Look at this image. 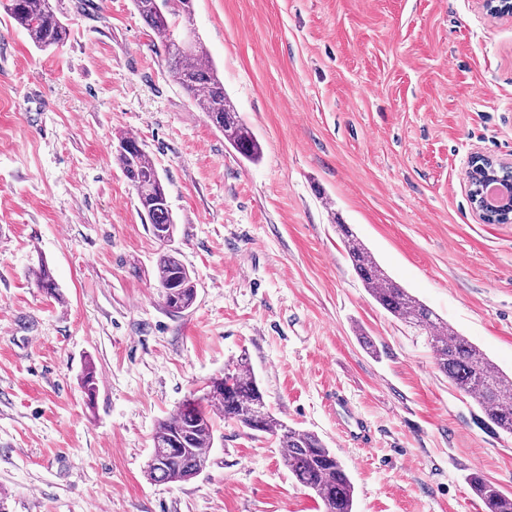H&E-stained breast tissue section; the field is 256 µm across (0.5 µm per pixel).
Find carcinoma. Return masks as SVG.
I'll return each mask as SVG.
<instances>
[{"mask_svg": "<svg viewBox=\"0 0 512 512\" xmlns=\"http://www.w3.org/2000/svg\"><path fill=\"white\" fill-rule=\"evenodd\" d=\"M60 2L3 0L0 6L35 47L46 50L64 44L69 37ZM133 4L159 40L171 80L224 134L229 146L249 162L258 160L261 145L224 91V82L201 39L195 35L185 44L177 38L180 22L192 21L193 0H133ZM116 158L136 192L152 237L162 244L171 242L176 222L167 189L144 145L126 135L119 140ZM337 227L352 268L372 299L400 322L425 331L438 370L455 389L478 404L493 430L512 434V375L501 371L469 338L390 278L350 225L339 223ZM34 276L39 288L54 298L59 296L47 264H40ZM156 278L169 311L180 313L194 304L195 280L175 251L160 254ZM217 410L224 419L255 435L275 438L283 448L288 472L321 500L324 512H354L355 487L336 453L318 434L290 426L271 411L244 355L224 369L220 386L186 399L176 413L157 424L152 435V457L159 465L147 466L151 481L187 482L203 471L215 439ZM466 481L487 512H512V493L476 472Z\"/></svg>", "mask_w": 512, "mask_h": 512, "instance_id": "carcinoma-1", "label": "carcinoma"}]
</instances>
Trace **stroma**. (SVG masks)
Returning <instances> with one entry per match:
<instances>
[{
  "mask_svg": "<svg viewBox=\"0 0 512 512\" xmlns=\"http://www.w3.org/2000/svg\"><path fill=\"white\" fill-rule=\"evenodd\" d=\"M63 7L70 38L47 52L0 9L5 512H323L273 437L221 418L199 476L148 479L158 422L243 355L273 412L336 452L355 512H485L476 470L512 492V436L370 297L336 228L512 374V223H482L466 179L471 153L512 162V18L479 0H193L262 147L251 163L170 80L132 0ZM124 134L153 157L195 274L181 313ZM41 260L59 297L29 273Z\"/></svg>",
  "mask_w": 512,
  "mask_h": 512,
  "instance_id": "obj_1",
  "label": "stroma"
}]
</instances>
